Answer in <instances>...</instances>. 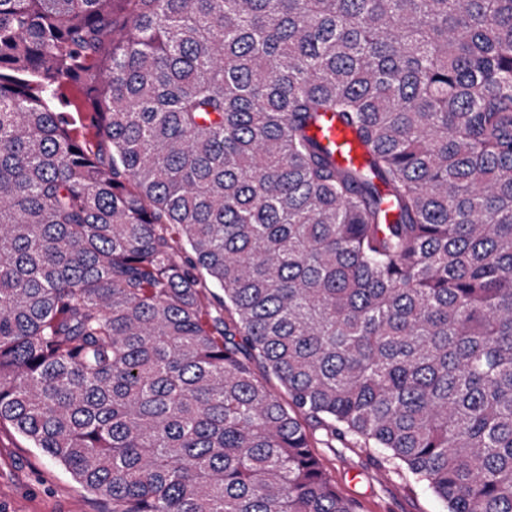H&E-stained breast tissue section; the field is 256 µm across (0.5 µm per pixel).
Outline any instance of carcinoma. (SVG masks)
<instances>
[{
    "label": "carcinoma",
    "instance_id": "1",
    "mask_svg": "<svg viewBox=\"0 0 512 512\" xmlns=\"http://www.w3.org/2000/svg\"><path fill=\"white\" fill-rule=\"evenodd\" d=\"M307 422L512 512V0H0V423L112 512H358ZM60 97L66 103L65 111L69 112L74 128L87 147L94 153L107 156L111 149L110 144L102 137L96 124L90 122L87 112L86 93L83 88L65 84L60 89ZM318 138L335 147L336 161L343 166H359L363 163V150L353 133L341 125L336 118L326 117L323 124L314 130Z\"/></svg>",
    "mask_w": 512,
    "mask_h": 512
}]
</instances>
